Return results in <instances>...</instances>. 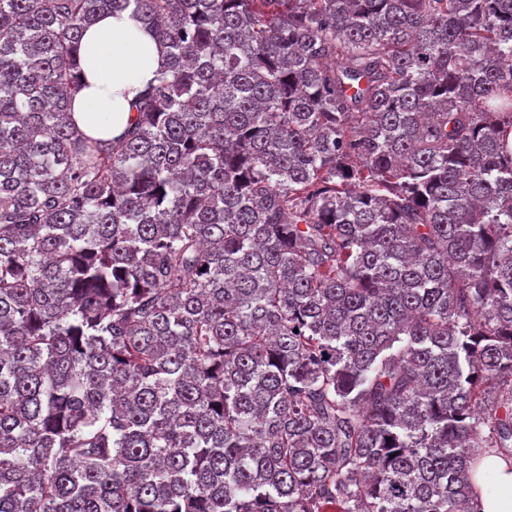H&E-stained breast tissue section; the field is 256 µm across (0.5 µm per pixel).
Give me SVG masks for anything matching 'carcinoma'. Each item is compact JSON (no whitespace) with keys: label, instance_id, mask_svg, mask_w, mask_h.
<instances>
[{"label":"carcinoma","instance_id":"carcinoma-1","mask_svg":"<svg viewBox=\"0 0 512 512\" xmlns=\"http://www.w3.org/2000/svg\"><path fill=\"white\" fill-rule=\"evenodd\" d=\"M130 7L168 65L95 141L80 43ZM478 448L512 0H0V512H479Z\"/></svg>","mask_w":512,"mask_h":512}]
</instances>
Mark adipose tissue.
Here are the masks:
<instances>
[{"mask_svg": "<svg viewBox=\"0 0 512 512\" xmlns=\"http://www.w3.org/2000/svg\"><path fill=\"white\" fill-rule=\"evenodd\" d=\"M167 52L132 9L114 11L85 32L79 50L82 88L72 100L78 128L94 138L121 133L131 103L167 65ZM473 480L483 493V512H512V464L485 456Z\"/></svg>", "mask_w": 512, "mask_h": 512, "instance_id": "ef3b65f1", "label": "adipose tissue"}]
</instances>
